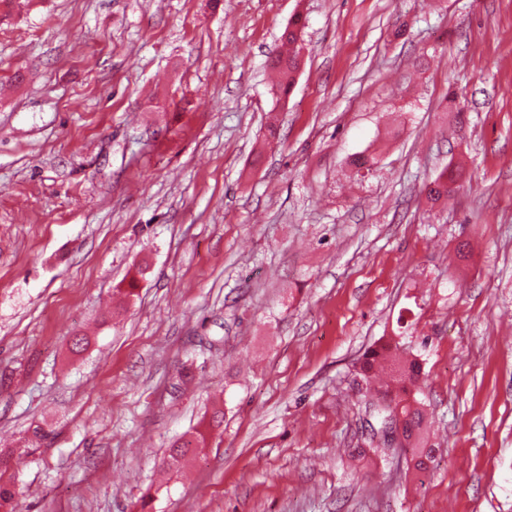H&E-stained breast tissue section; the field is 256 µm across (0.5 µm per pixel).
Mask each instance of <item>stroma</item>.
<instances>
[{"label": "stroma", "mask_w": 512, "mask_h": 512, "mask_svg": "<svg viewBox=\"0 0 512 512\" xmlns=\"http://www.w3.org/2000/svg\"><path fill=\"white\" fill-rule=\"evenodd\" d=\"M395 336L417 479L370 445ZM0 451L20 512H512V0H6ZM269 67L276 73V81L273 84L275 93L286 96L294 84L295 74L299 68L297 57L290 54L285 56L279 52L271 59ZM462 178L458 169L448 168V172H443L437 179L425 186L427 197L438 201L441 198L451 197L456 192L457 184ZM387 374V379L377 390L376 414L382 425L387 418L394 417L387 428V437L393 447L405 444L407 451L414 457V468L425 470L423 457L432 458L435 448H426L425 409L424 404L411 398V387L416 386L421 374L422 365L413 357H409L402 341L389 340L372 350L362 363L361 371L367 383L375 379L376 369ZM383 437V445H390ZM214 419H205L199 421L193 429L190 437L187 439H177L169 449L167 465L169 469L178 470L182 461L190 452H195L200 448H205L212 433Z\"/></svg>", "instance_id": "35a3bbf8"}]
</instances>
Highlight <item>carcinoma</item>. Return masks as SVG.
<instances>
[{
	"mask_svg": "<svg viewBox=\"0 0 512 512\" xmlns=\"http://www.w3.org/2000/svg\"><path fill=\"white\" fill-rule=\"evenodd\" d=\"M303 28L301 16H295L282 33L281 41L296 43L301 38ZM269 67L276 73L273 84L275 93L280 96L287 95L299 68L297 57L290 54L285 56L279 52L271 59ZM461 178L459 170L448 169L425 186L427 197L438 201L452 196ZM378 370L387 374L386 381L377 390L376 414L379 421L383 423L395 416L402 418L408 450L414 456V468L423 471L424 459L433 457L435 449L427 447L424 404L410 396L411 388L416 386L421 377L422 365L417 359L408 356L404 343L389 340L372 350L361 366L364 379L368 383L375 379ZM212 428L213 421L204 418L199 421L189 438L176 440L169 449L168 467L179 469L188 453L206 447ZM3 464L4 460L0 459V512H17L15 493L10 481L4 479L7 468Z\"/></svg>",
	"mask_w": 512,
	"mask_h": 512,
	"instance_id": "carcinoma-1",
	"label": "carcinoma"
}]
</instances>
